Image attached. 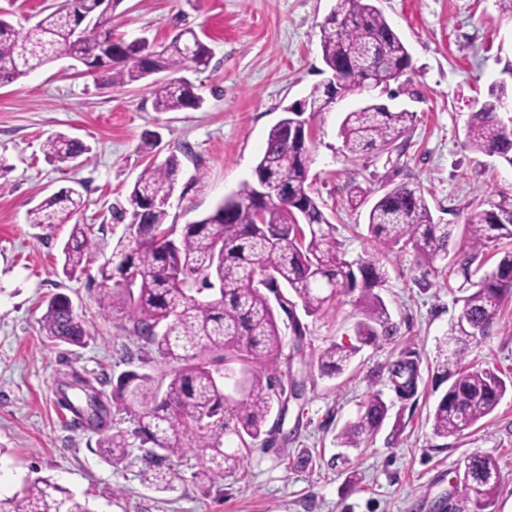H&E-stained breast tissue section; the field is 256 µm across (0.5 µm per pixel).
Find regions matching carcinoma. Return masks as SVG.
Here are the masks:
<instances>
[{"label":"carcinoma","instance_id":"carcinoma-1","mask_svg":"<svg viewBox=\"0 0 512 512\" xmlns=\"http://www.w3.org/2000/svg\"><path fill=\"white\" fill-rule=\"evenodd\" d=\"M122 0H60L58 6L25 31L0 18V86L26 77L64 55L88 67L97 79L113 86L130 85L159 73L169 78L151 82L158 112L199 109L204 99L185 73L209 67L212 51L195 29L184 27L167 43L126 42L102 21L103 11L114 19ZM321 55L328 72H336L341 89L385 92L411 70L409 51L388 23L376 0H335L320 25ZM501 82L475 102L466 129V143L474 151L497 158L512 168V128L500 117L499 100L507 91ZM332 84L314 85L304 102L284 110L269 130L266 147L252 178L224 198L207 216L186 224L180 233L167 224L168 203L179 172L177 157L152 159L143 168L118 212L129 219L112 247L111 258L100 268V300L121 321V329L173 364L168 383L148 373L120 374L112 392L116 414L135 424L128 431L110 426L98 412L90 424L99 434L98 445L114 458L125 455L139 440L148 467L143 482L157 490L171 487L175 474L162 463L191 448L209 452L208 466L199 479L213 483L240 467L241 457L222 448V437L235 435L242 444L255 441L275 405L288 399L287 371L267 361L278 355L284 335L276 310L288 315L291 355L303 353L308 326L296 313L308 317L329 309L336 298L359 292L355 299L359 319L354 341L333 342L318 353L323 376L341 374L363 346L394 334L383 298V259L393 247H410L422 263L431 266L448 258V246L461 229L458 265L464 277L490 247L512 242V204L472 209L462 225L434 218L418 184L402 183L383 189L366 215V239L371 250L349 258L336 237V225L321 211L309 192L311 132L305 113L326 112L336 102ZM411 113L393 112L371 97L346 113L340 127L343 148L355 159L370 150L389 153L406 131ZM48 159L76 162L89 153L80 140L58 135L44 144ZM84 207L82 192L74 187L44 198L28 211L31 224H62ZM97 242L75 224L65 243L62 271L72 277L93 261ZM496 268L471 284L462 298L456 321L448 326L441 345H455L450 383L429 414L433 436L459 437L491 415L512 379L494 367L463 363L456 345L487 338L503 304L512 300V248L499 250ZM44 335L54 341L83 346L90 333L62 293L46 301L41 318ZM240 376L244 389L224 393L225 379ZM418 364L398 359L388 367L392 386L406 396L417 390ZM388 405L377 391L340 429L337 440L358 448L383 425ZM448 512H493L501 489L497 459L474 453L456 467ZM0 512H92L89 503L50 478L25 480L21 490L0 497Z\"/></svg>","mask_w":512,"mask_h":512}]
</instances>
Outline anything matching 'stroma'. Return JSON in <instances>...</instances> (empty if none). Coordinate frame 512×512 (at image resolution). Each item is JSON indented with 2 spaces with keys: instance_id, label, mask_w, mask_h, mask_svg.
Returning <instances> with one entry per match:
<instances>
[{
  "instance_id": "obj_1",
  "label": "stroma",
  "mask_w": 512,
  "mask_h": 512,
  "mask_svg": "<svg viewBox=\"0 0 512 512\" xmlns=\"http://www.w3.org/2000/svg\"><path fill=\"white\" fill-rule=\"evenodd\" d=\"M333 0H122L115 36L170 40L178 27L195 28L212 51L208 70L194 75L204 104L197 110L158 112L152 88L112 86L63 58L0 87V157L13 169L0 179V496L25 478L48 477L86 499L96 512H436L447 500L456 463L470 453L496 457L501 490L494 512H512V394L460 437H433L428 415L447 390L439 342L459 316L466 291L462 273L438 262L427 272L411 248L394 247L385 261L380 294L397 332L364 347L333 378L320 376L308 356L331 342H348L357 320L350 298L307 318L303 357L280 353L301 386L285 415H272L268 440L244 448L226 435L223 448L239 452L240 468L214 484L197 473L203 453L172 458L176 477L164 492L142 481L141 448L122 459L97 445L98 433L63 407L73 374L85 377L110 402L124 371L166 376L156 352L119 328L99 290L81 274L61 271V248L72 224L97 242L96 264L110 256L124 230L111 210L122 207L151 155L180 161L168 221L184 225L209 214L250 179L269 129L284 107L323 81L320 23ZM412 59L391 110L412 112L392 153L347 158L339 136L346 112L368 98L352 91L312 121L311 192L337 228L349 257L366 243L356 227L365 208L351 209L349 184L374 190L419 183L435 217L459 224L470 208L512 203V168L465 145L475 100L512 78V16L497 0H378ZM63 133L89 145L80 165L49 161L43 145ZM153 154L140 152L145 134ZM82 186L85 206L69 224H31L29 209L63 188ZM70 297L91 337L83 346L49 342L40 329L44 301ZM414 360L420 379L413 397H399L386 377L398 358ZM471 365H492L512 377V302L490 337L469 342ZM389 406L380 431L358 448L336 435L373 391Z\"/></svg>"
}]
</instances>
